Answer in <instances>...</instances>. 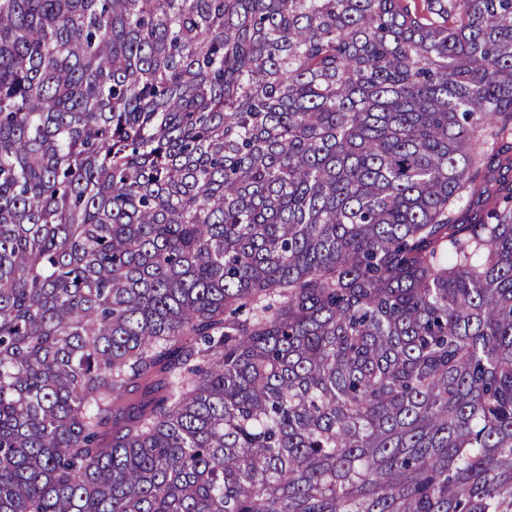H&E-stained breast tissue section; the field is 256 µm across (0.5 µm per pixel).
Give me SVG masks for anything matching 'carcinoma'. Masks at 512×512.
<instances>
[{"instance_id":"carcinoma-1","label":"carcinoma","mask_w":512,"mask_h":512,"mask_svg":"<svg viewBox=\"0 0 512 512\" xmlns=\"http://www.w3.org/2000/svg\"><path fill=\"white\" fill-rule=\"evenodd\" d=\"M0 512H512V0H0Z\"/></svg>"}]
</instances>
